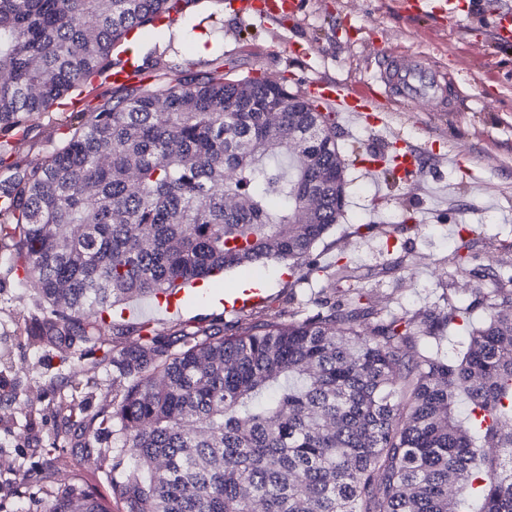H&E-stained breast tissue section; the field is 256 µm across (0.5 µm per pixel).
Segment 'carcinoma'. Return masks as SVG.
Returning <instances> with one entry per match:
<instances>
[{
    "instance_id": "cac0c4a2",
    "label": "carcinoma",
    "mask_w": 512,
    "mask_h": 512,
    "mask_svg": "<svg viewBox=\"0 0 512 512\" xmlns=\"http://www.w3.org/2000/svg\"><path fill=\"white\" fill-rule=\"evenodd\" d=\"M198 0H0V161L72 99L68 137L6 165L0 243L49 305L34 337L93 340L103 313L231 269L313 266L339 223L335 118L265 76L164 65L136 38ZM238 199L235 207L226 205ZM512 277L420 322L357 291L316 313L148 336L114 360L112 488L127 512H512ZM464 333L458 355L445 333ZM48 512H107L81 490Z\"/></svg>"
}]
</instances>
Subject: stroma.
Instances as JSON below:
<instances>
[{
  "mask_svg": "<svg viewBox=\"0 0 512 512\" xmlns=\"http://www.w3.org/2000/svg\"><path fill=\"white\" fill-rule=\"evenodd\" d=\"M459 2L464 12L452 23L445 0H298L275 20L200 0L144 32L138 62L148 75L155 70L149 50L170 41L167 63L205 71L220 56L236 75L282 78L302 94L319 75L369 79L392 55L421 56L450 77L445 108L419 101L391 124L419 149L422 178L349 166L343 215L313 251L317 270L298 279L283 262L269 261L255 276L265 300L253 319L276 320L292 307L316 311L350 284L364 304L420 320L446 311L451 299L480 305L488 273L512 276V45L492 38L512 0ZM198 34L207 38L201 49ZM54 120L51 112L31 120L15 139V157L34 161L60 142ZM336 137L345 151L390 155V144L366 124L337 121ZM340 257L349 262L347 284L327 275ZM238 277L228 271L211 288L194 289L178 313L146 300L138 320L112 311L100 339L34 345L24 327L42 319L48 305L0 255V344L11 351L0 370V512H46L54 493L68 487L94 493L107 512H126L112 492V460L102 454L122 446L104 422L113 408L112 358L138 343L142 319L164 336L223 325L229 316L218 297ZM72 415L83 430L69 428Z\"/></svg>",
  "mask_w": 512,
  "mask_h": 512,
  "instance_id": "1",
  "label": "stroma"
}]
</instances>
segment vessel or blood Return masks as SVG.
I'll use <instances>...</instances> for the list:
<instances>
[{
  "instance_id": "1",
  "label": "vessel or blood",
  "mask_w": 512,
  "mask_h": 512,
  "mask_svg": "<svg viewBox=\"0 0 512 512\" xmlns=\"http://www.w3.org/2000/svg\"><path fill=\"white\" fill-rule=\"evenodd\" d=\"M288 9H295V0H288ZM278 0H239L238 12H258L259 15H273L280 11ZM445 87L439 76L425 61L420 59H389L382 67L380 75L369 86L349 84L328 78L317 79L310 84L314 95L325 111L333 112L356 122H365L373 128L384 129L389 117L391 98L400 102L417 99L432 103L440 102ZM262 301L259 289L243 291L225 300L224 310L228 313H246Z\"/></svg>"
}]
</instances>
